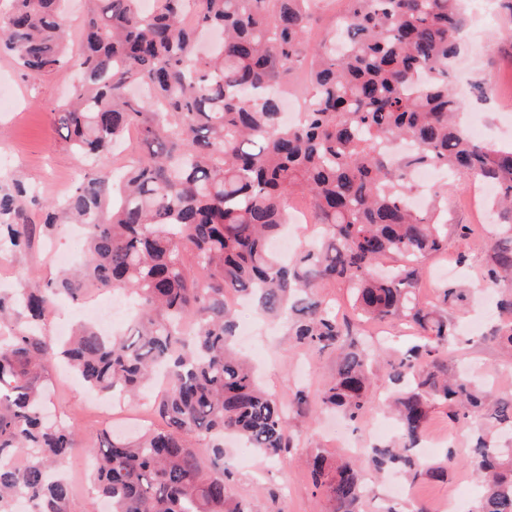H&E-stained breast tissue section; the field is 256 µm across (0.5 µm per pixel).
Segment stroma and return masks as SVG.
<instances>
[{"label": "stroma", "mask_w": 512, "mask_h": 512, "mask_svg": "<svg viewBox=\"0 0 512 512\" xmlns=\"http://www.w3.org/2000/svg\"><path fill=\"white\" fill-rule=\"evenodd\" d=\"M453 72L473 87L462 102L465 113L478 112L484 117L480 141L491 145L512 143V138L505 135L512 121L502 113L503 108H512V32L502 16L496 14L483 21L468 18ZM0 75L8 80L16 102L13 111L0 112V179L16 178L30 187L37 203L30 206L29 213L36 221L40 218L39 203L63 198L75 187L73 174L87 168L69 149L52 119L53 108L70 98L79 73L65 68L31 81L21 75L10 56L0 55ZM474 185V180L464 174L451 178L446 202L448 247L425 263L429 271L448 270V282L464 289L481 282L488 256L498 240L495 223L467 197ZM80 247L79 239L71 235L70 224L59 223L51 235L36 234L30 247L1 252L0 278H12L14 283L32 289L43 287L47 280L63 273L52 258L54 251L76 253ZM495 297V291L490 289L481 301L468 299L449 307L456 336L448 347L446 360L449 369L470 366L505 385L512 382V365L504 362L498 345L490 338L500 321L491 312ZM236 315L239 326L253 331L257 349L247 358L257 366L260 381L268 391L279 396L299 388L313 392L334 375L335 353L318 355L293 346L281 324L256 312L240 309ZM87 390L81 378L61 366L47 395L51 412L59 413L63 424L73 427L77 434V451L61 462L62 471L78 486L71 512H90L94 497L87 489L91 473L82 467V448L98 445L108 430L128 435L137 431L130 423L108 422L103 410L89 402ZM334 419V414L316 404L304 414L291 415L292 431L300 448L346 454V447L336 440ZM472 432V423H451L446 409L432 411L426 435L440 450H454L455 463L447 478H426L411 485L405 499L407 506L439 512V505L451 496L456 497L462 510L474 502L481 488L465 464ZM234 471L231 491L249 503L254 512H331L327 499L315 493L298 456L271 463L255 453L249 465L235 466Z\"/></svg>", "instance_id": "obj_1"}]
</instances>
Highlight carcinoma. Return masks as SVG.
<instances>
[{
    "mask_svg": "<svg viewBox=\"0 0 512 512\" xmlns=\"http://www.w3.org/2000/svg\"><path fill=\"white\" fill-rule=\"evenodd\" d=\"M0 15V53L40 79L72 66L81 78L54 109L56 128L94 166L63 201L42 205L49 232L60 217L86 228L79 274L37 289L0 294V324L25 314L33 326L0 338V512H70L73 488L56 462L75 433L43 417V383L66 357L96 390L133 398L167 376L155 407L165 427L135 443L104 435L87 452L93 484L111 512H252L232 498L224 435L241 436L267 459L295 448L288 411L309 405L304 389L285 400L263 390L231 348L238 294L281 317L295 345L339 351L322 407L354 423L376 408L396 413L398 447L373 448L380 469L411 481L441 478L438 462L411 455L432 409L452 422L482 420L471 463L482 494L470 512H512V448L489 435L512 432V394L448 372L454 328L445 286L420 298L423 262L448 243L441 193L423 210L407 204L414 170L442 166L496 185L512 213V147L488 146L460 125L450 80L455 40L466 24L462 0H346L336 33L308 31L316 0H90L78 42L66 41L65 0H10ZM308 69L312 97L301 120L283 123L284 81ZM138 132L137 156L109 164L114 147ZM415 150L390 160L382 148ZM27 190L0 182V250L32 237ZM309 204L318 240L291 261L271 243L288 224L292 200ZM489 256L485 281H512V224ZM353 291L366 318L406 325L424 341L385 363L395 391L372 396L380 350L358 347L322 288ZM130 290L136 316L120 336L83 326L64 350L38 324L66 295ZM505 319L493 340L512 357V291L497 302ZM210 450L204 464L190 439ZM315 492L332 512H357L358 457L316 451L307 460Z\"/></svg>",
    "mask_w": 512,
    "mask_h": 512,
    "instance_id": "cac0c4a2",
    "label": "carcinoma"
}]
</instances>
